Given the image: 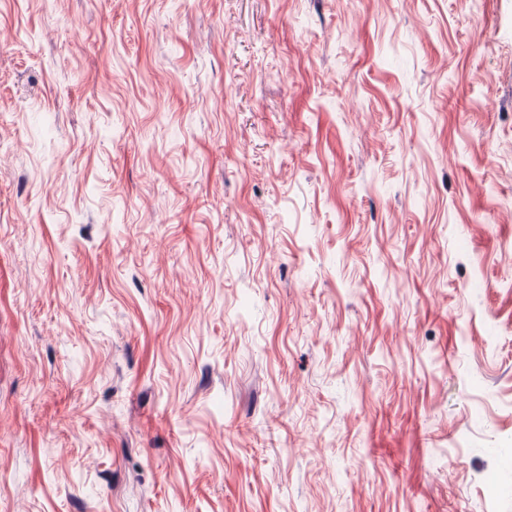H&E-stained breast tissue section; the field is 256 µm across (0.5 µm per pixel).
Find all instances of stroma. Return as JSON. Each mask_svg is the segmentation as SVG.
Instances as JSON below:
<instances>
[{"mask_svg": "<svg viewBox=\"0 0 512 512\" xmlns=\"http://www.w3.org/2000/svg\"><path fill=\"white\" fill-rule=\"evenodd\" d=\"M0 512H512V0H0Z\"/></svg>", "mask_w": 512, "mask_h": 512, "instance_id": "1", "label": "stroma"}]
</instances>
